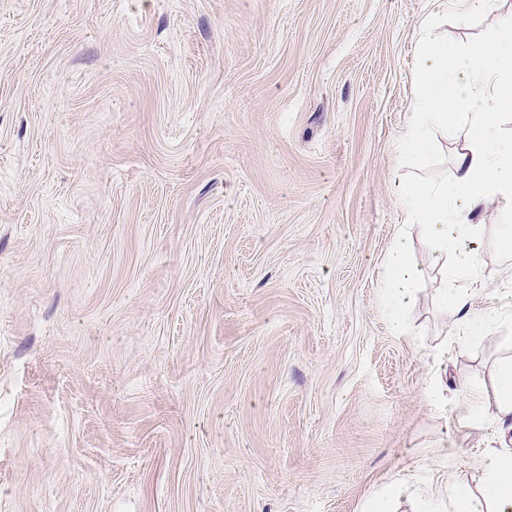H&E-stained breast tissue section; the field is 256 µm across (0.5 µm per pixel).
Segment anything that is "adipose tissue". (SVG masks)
I'll return each mask as SVG.
<instances>
[{"instance_id":"ef3b65f1","label":"adipose tissue","mask_w":512,"mask_h":512,"mask_svg":"<svg viewBox=\"0 0 512 512\" xmlns=\"http://www.w3.org/2000/svg\"><path fill=\"white\" fill-rule=\"evenodd\" d=\"M488 3L495 4L497 21L475 42L449 38L438 19L421 24L416 96L401 136L406 154L416 158L429 153L434 133L457 143L451 179L411 181L400 190L401 207L438 260L450 263L453 279L478 266L476 252L459 241L481 237L486 206H498L512 222V129L505 125L512 109V0H448V9L463 23L476 5ZM386 266L392 280L387 304L399 319L421 277L407 237L394 241ZM472 482V490L436 494L430 512H512V452L486 450Z\"/></svg>"}]
</instances>
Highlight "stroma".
<instances>
[{
	"instance_id": "obj_1",
	"label": "stroma",
	"mask_w": 512,
	"mask_h": 512,
	"mask_svg": "<svg viewBox=\"0 0 512 512\" xmlns=\"http://www.w3.org/2000/svg\"><path fill=\"white\" fill-rule=\"evenodd\" d=\"M436 0H0V512H364L499 447L479 336L398 201ZM424 277L385 306L397 236ZM449 345L447 365L436 361ZM485 389L473 406L467 388Z\"/></svg>"
}]
</instances>
